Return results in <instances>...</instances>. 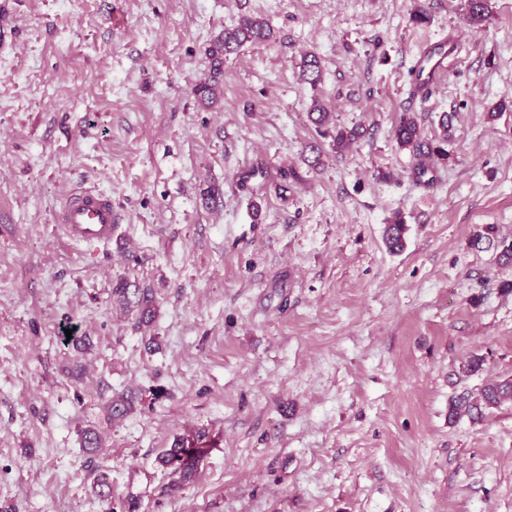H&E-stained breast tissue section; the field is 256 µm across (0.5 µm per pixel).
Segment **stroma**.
<instances>
[{
    "label": "stroma",
    "instance_id": "1",
    "mask_svg": "<svg viewBox=\"0 0 512 512\" xmlns=\"http://www.w3.org/2000/svg\"><path fill=\"white\" fill-rule=\"evenodd\" d=\"M465 3L14 0L0 512H512V404L448 419L452 396L512 377V266L471 245L490 225L512 241V0L480 25ZM244 14L274 36L225 58L203 108L207 50ZM451 31L446 74L415 96L416 57ZM316 100L358 142L336 150ZM405 113L431 155L397 144ZM89 187L112 197L107 247L54 224ZM121 277L154 290L149 326L116 311ZM122 395L133 412L106 421ZM198 430V473L172 488L157 457Z\"/></svg>",
    "mask_w": 512,
    "mask_h": 512
}]
</instances>
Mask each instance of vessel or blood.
Instances as JSON below:
<instances>
[{
	"instance_id": "vessel-or-blood-1",
	"label": "vessel or blood",
	"mask_w": 512,
	"mask_h": 512,
	"mask_svg": "<svg viewBox=\"0 0 512 512\" xmlns=\"http://www.w3.org/2000/svg\"><path fill=\"white\" fill-rule=\"evenodd\" d=\"M443 51L423 53L415 67L422 72L421 81L414 86L416 95H426L446 69L450 52L459 47L456 35L443 41ZM55 222L58 231L67 239L89 245L106 244L112 240V198L96 190H84L68 195L59 207Z\"/></svg>"
}]
</instances>
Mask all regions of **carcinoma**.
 <instances>
[{
    "label": "carcinoma",
    "instance_id": "obj_1",
    "mask_svg": "<svg viewBox=\"0 0 512 512\" xmlns=\"http://www.w3.org/2000/svg\"><path fill=\"white\" fill-rule=\"evenodd\" d=\"M489 0H467L466 15L473 25L484 22L488 17ZM272 36L269 25L252 15L242 16L238 23L224 29V34L218 37L208 49L211 59V75L208 80L194 88L198 102L210 108L222 100L223 91L221 76L223 74L224 56L235 53L246 43L262 44ZM323 78L322 65L319 58L309 54L301 63L300 79L315 87ZM309 119L318 129H324L332 121L329 110L320 102H315L309 112ZM395 137L399 146L421 148L420 129L413 116L404 115L395 128ZM405 225L389 224L385 229V240L389 248L400 250L404 246ZM494 228L486 227L485 233L476 235L472 245L480 247L484 243L494 244L499 249L498 258L505 263H512V242L505 240L494 242ZM112 298L126 311H137V325L150 323L155 316V299L153 290L133 285L130 281L120 278L112 287ZM512 402V378L487 382L475 392L463 393L451 399L448 405V418L457 419L467 416L472 421L481 420L486 412ZM133 410L132 401L121 397L109 401L104 406L107 419L123 416ZM158 462L165 468L173 469L180 474L181 481H188L197 467V449L186 446V439L179 438L172 448L165 451Z\"/></svg>",
    "mask_w": 512,
    "mask_h": 512
}]
</instances>
